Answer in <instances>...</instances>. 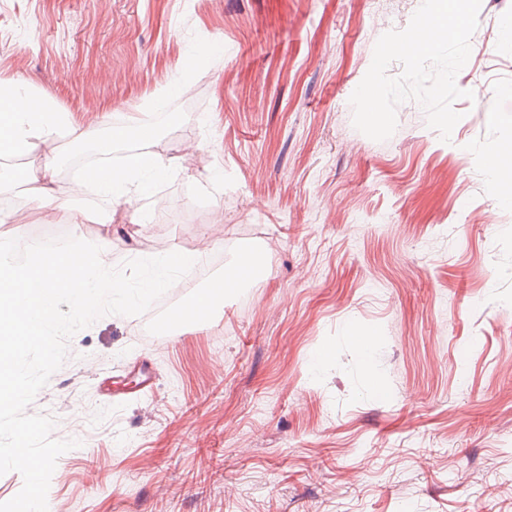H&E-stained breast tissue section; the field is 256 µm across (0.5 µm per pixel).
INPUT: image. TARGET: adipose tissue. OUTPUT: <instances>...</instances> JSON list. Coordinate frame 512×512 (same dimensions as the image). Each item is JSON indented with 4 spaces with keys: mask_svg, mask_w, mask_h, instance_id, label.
Masks as SVG:
<instances>
[{
    "mask_svg": "<svg viewBox=\"0 0 512 512\" xmlns=\"http://www.w3.org/2000/svg\"><path fill=\"white\" fill-rule=\"evenodd\" d=\"M95 129L90 124L61 112L46 99H32L25 82L0 80V157H11L26 151L36 144L66 136L69 143L78 144L93 138ZM172 164L149 151L127 156L118 175L95 178L87 176L75 180L79 197L88 195L100 201L119 197L126 203L141 199L147 189L145 174L161 177L171 172ZM77 201L51 199L49 206L60 221L72 226L91 221L93 208Z\"/></svg>",
    "mask_w": 512,
    "mask_h": 512,
    "instance_id": "adipose-tissue-1",
    "label": "adipose tissue"
}]
</instances>
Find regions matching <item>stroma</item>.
<instances>
[{
	"mask_svg": "<svg viewBox=\"0 0 512 512\" xmlns=\"http://www.w3.org/2000/svg\"><path fill=\"white\" fill-rule=\"evenodd\" d=\"M421 0H0V80L95 121L100 141L131 106L188 82L197 109L149 110L173 163L136 206L48 223L5 182L20 239L108 240L116 263L163 243L196 253L221 222L234 248L185 295L249 251L261 274L212 319L142 342L140 316L76 333L28 406L76 439L48 495L56 512H512V178L483 159L512 148V0H482L456 76L474 100L450 142L419 103L375 141L349 99L379 37ZM207 65L183 74L193 52ZM58 154L67 139L0 170ZM372 332L369 352L351 342ZM155 368L132 394L130 366ZM116 394L102 399L100 378Z\"/></svg>",
	"mask_w": 512,
	"mask_h": 512,
	"instance_id": "35a3bbf8",
	"label": "stroma"
}]
</instances>
